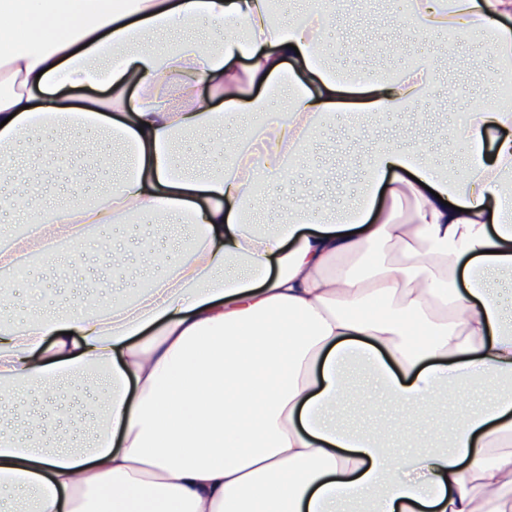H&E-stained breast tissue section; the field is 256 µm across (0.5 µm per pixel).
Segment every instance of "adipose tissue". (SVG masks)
Instances as JSON below:
<instances>
[{
  "mask_svg": "<svg viewBox=\"0 0 512 512\" xmlns=\"http://www.w3.org/2000/svg\"><path fill=\"white\" fill-rule=\"evenodd\" d=\"M267 4L0 0V408L40 389L26 437L0 436L6 512H512V318L488 283L512 272V112L488 97L449 126L471 145L456 174L382 143L359 209L341 199L317 224L257 193L344 95L418 112L449 24L483 38L496 87L512 0H399L412 64L389 76L323 56L342 0L275 26ZM424 40L438 59L414 54ZM190 138L207 168L185 165ZM141 222L188 232L132 287L81 268L88 245L124 268ZM354 360L401 407L432 410L449 385L490 400L451 447L408 453L337 426ZM94 373L105 397L84 409L102 420L71 449L55 389Z\"/></svg>",
  "mask_w": 512,
  "mask_h": 512,
  "instance_id": "ef3b65f1",
  "label": "adipose tissue"
}]
</instances>
